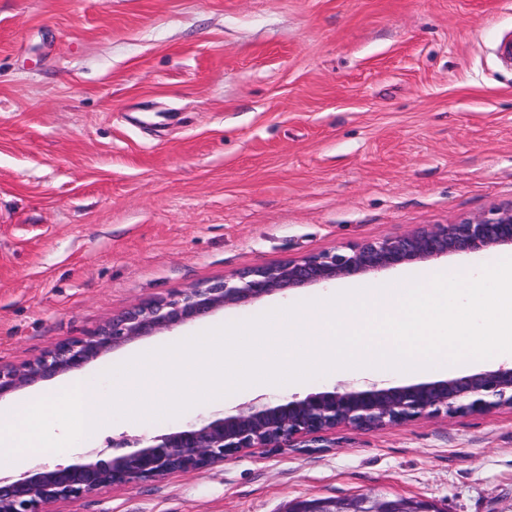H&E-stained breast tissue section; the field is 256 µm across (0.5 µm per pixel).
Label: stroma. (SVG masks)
Instances as JSON below:
<instances>
[{"label": "stroma", "mask_w": 512, "mask_h": 512, "mask_svg": "<svg viewBox=\"0 0 512 512\" xmlns=\"http://www.w3.org/2000/svg\"><path fill=\"white\" fill-rule=\"evenodd\" d=\"M512 0H0V365L248 267L512 206ZM294 289L154 336L318 297ZM117 419L65 462L257 398ZM512 512V410L340 428L49 512ZM287 512H441L436 504L416 498L367 494L350 498L314 497L295 501Z\"/></svg>", "instance_id": "obj_1"}]
</instances>
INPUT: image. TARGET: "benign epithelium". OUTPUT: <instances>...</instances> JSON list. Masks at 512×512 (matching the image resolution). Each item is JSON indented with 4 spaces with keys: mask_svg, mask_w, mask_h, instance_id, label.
I'll return each instance as SVG.
<instances>
[{
    "mask_svg": "<svg viewBox=\"0 0 512 512\" xmlns=\"http://www.w3.org/2000/svg\"><path fill=\"white\" fill-rule=\"evenodd\" d=\"M502 245L512 246V207L367 240L345 253L322 252L243 269L221 281L135 306L87 336L55 344L33 361L1 366L0 399L24 386L79 371L121 345L156 336L220 308L448 254H478ZM501 408L512 409V364L408 385H349L303 397L272 394L263 402H245L220 417L201 418L172 432L114 443L92 452L88 460L0 476V512H48L46 507L58 501L87 497L106 487L133 489L175 472H202L257 448H321L341 427L381 431L425 418ZM288 512L441 510L422 499L362 494L298 500L289 504Z\"/></svg>",
    "mask_w": 512,
    "mask_h": 512,
    "instance_id": "benign-epithelium-1",
    "label": "benign epithelium"
}]
</instances>
